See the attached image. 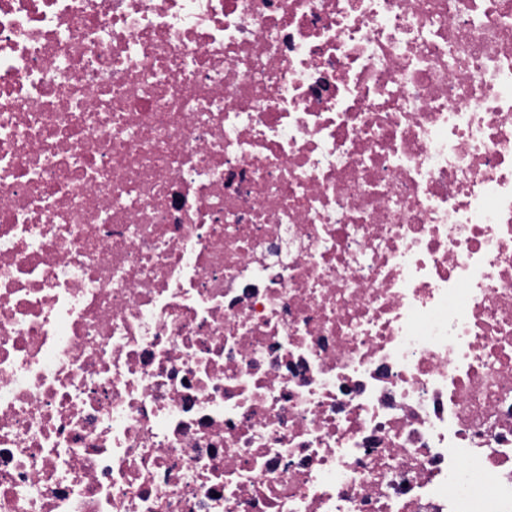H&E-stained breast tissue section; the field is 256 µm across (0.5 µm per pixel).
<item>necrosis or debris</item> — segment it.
<instances>
[{
  "instance_id": "necrosis-or-debris-1",
  "label": "necrosis or debris",
  "mask_w": 512,
  "mask_h": 512,
  "mask_svg": "<svg viewBox=\"0 0 512 512\" xmlns=\"http://www.w3.org/2000/svg\"><path fill=\"white\" fill-rule=\"evenodd\" d=\"M0 512H512V0H0Z\"/></svg>"
}]
</instances>
